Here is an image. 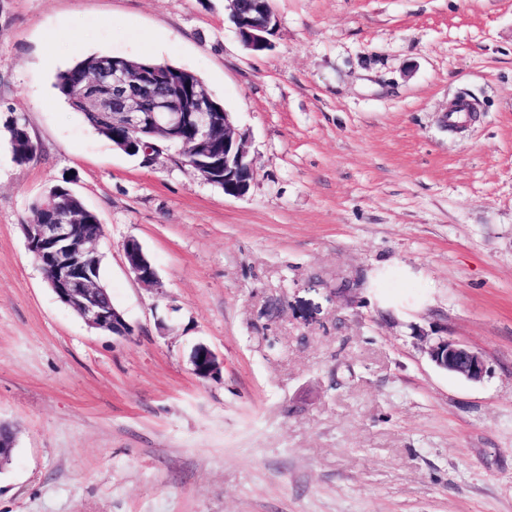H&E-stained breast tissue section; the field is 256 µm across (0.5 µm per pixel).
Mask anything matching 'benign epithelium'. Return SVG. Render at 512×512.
<instances>
[{"instance_id":"1","label":"benign epithelium","mask_w":512,"mask_h":512,"mask_svg":"<svg viewBox=\"0 0 512 512\" xmlns=\"http://www.w3.org/2000/svg\"><path fill=\"white\" fill-rule=\"evenodd\" d=\"M255 2L254 10L243 14L237 0H228L229 18L243 46L263 52L271 47L268 35L276 20L270 0ZM78 94L112 125L116 147L124 153L141 154L143 161L149 162L176 147L181 153H192V169L205 181L224 189L225 194L238 197L248 192L254 167L246 133L235 126L231 113L216 111L204 91L186 94L179 81L154 65L140 62L134 66L101 65L96 75L82 83ZM123 130L149 135L154 142L140 153V139L125 138ZM220 142L224 143V164H203L204 159L217 153ZM41 210L44 218L22 225V231L52 291L89 327L121 338L130 336L132 329L124 314L101 294L96 241L76 233L78 218L72 215L67 197L55 190L42 200ZM124 254L129 270L141 283H158L156 269L137 241H127ZM427 353L438 368L468 382L478 383L487 374L481 352L446 336L437 337ZM191 363L193 373L201 379L219 378L224 367V361L204 344L195 348Z\"/></svg>"}]
</instances>
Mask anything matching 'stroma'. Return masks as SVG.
I'll return each mask as SVG.
<instances>
[{
	"mask_svg": "<svg viewBox=\"0 0 512 512\" xmlns=\"http://www.w3.org/2000/svg\"><path fill=\"white\" fill-rule=\"evenodd\" d=\"M271 5L254 54L226 0H0V512H512V0ZM88 55L195 73L248 135L249 191L100 136L54 87ZM62 183L129 337L27 248ZM439 336L482 382L430 361ZM201 343L220 379L192 373ZM124 254L129 270L135 274L141 283L147 286L157 285L156 269L137 241H127L124 245ZM427 353L438 368L468 382H481L487 374L486 361L481 352L446 336L437 337L429 345Z\"/></svg>",
	"mask_w": 512,
	"mask_h": 512,
	"instance_id": "1",
	"label": "stroma"
}]
</instances>
